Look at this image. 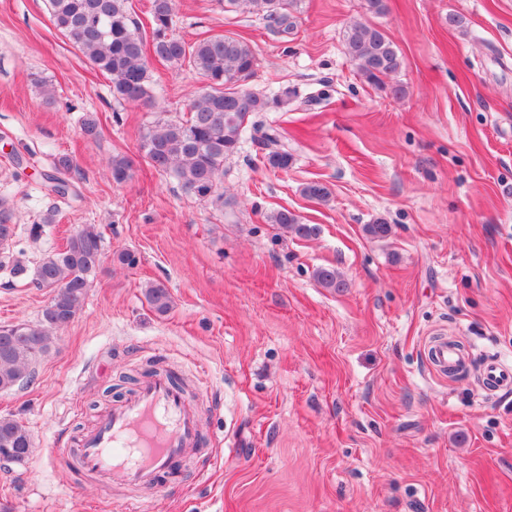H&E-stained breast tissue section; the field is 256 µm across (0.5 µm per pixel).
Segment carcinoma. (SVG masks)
<instances>
[{"mask_svg": "<svg viewBox=\"0 0 512 512\" xmlns=\"http://www.w3.org/2000/svg\"><path fill=\"white\" fill-rule=\"evenodd\" d=\"M127 0H46L54 27L111 82L112 97L128 103L153 100L149 58L154 56L177 66L188 65L206 85L189 100L185 119L158 122L142 137L140 150L150 165L171 174L182 190L224 203L220 187L224 160L235 153L247 127L262 133L268 149L266 161L274 170H286L293 156L282 135L256 120L268 102L246 88L258 67L256 51L246 41L227 34H212L189 43L171 33L174 0H151V36L140 31L131 17ZM224 13L257 12L282 36L296 28L298 0H221ZM347 53L369 83L385 87L386 80L402 67V58L386 33L370 22L356 21L345 31ZM112 180L131 178L132 163L124 155L109 160ZM302 192L318 202H328L329 187L306 184ZM272 224L298 238H309L317 228L300 223L282 210L269 217ZM103 256L100 232L89 224L68 237L63 248L48 254L34 269L32 283L49 290V302L39 323L20 322L0 327V392L6 393L30 380L38 360L52 346V332L67 328L83 308ZM316 281L324 288L340 290L345 282L336 269L321 267ZM153 310L163 315L171 305L163 286L152 283L145 292ZM34 448V439L23 423L0 417V461L20 463Z\"/></svg>", "mask_w": 512, "mask_h": 512, "instance_id": "cac0c4a2", "label": "carcinoma"}]
</instances>
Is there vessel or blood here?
I'll list each match as a JSON object with an SVG mask.
<instances>
[{
	"label": "vessel or blood",
	"mask_w": 512,
	"mask_h": 512,
	"mask_svg": "<svg viewBox=\"0 0 512 512\" xmlns=\"http://www.w3.org/2000/svg\"><path fill=\"white\" fill-rule=\"evenodd\" d=\"M426 357L441 374L456 373L465 357L454 341L434 340ZM483 377L492 387L512 385V367L486 362ZM203 447L201 419L182 391L164 374L145 380L131 397L114 404L76 440L65 443L78 470L99 479L120 477L150 491L173 477L189 455Z\"/></svg>",
	"instance_id": "b4317fda"
}]
</instances>
